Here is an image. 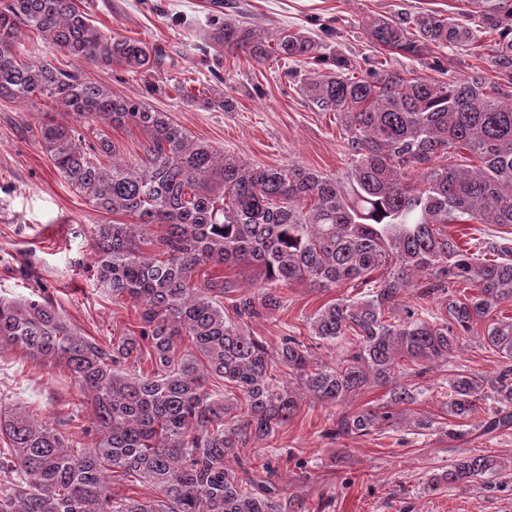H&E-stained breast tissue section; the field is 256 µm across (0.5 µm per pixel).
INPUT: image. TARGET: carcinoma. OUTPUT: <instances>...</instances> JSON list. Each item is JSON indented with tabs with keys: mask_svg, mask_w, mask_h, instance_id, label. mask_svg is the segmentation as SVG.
<instances>
[{
	"mask_svg": "<svg viewBox=\"0 0 512 512\" xmlns=\"http://www.w3.org/2000/svg\"><path fill=\"white\" fill-rule=\"evenodd\" d=\"M481 27L436 12L408 20L372 16L363 29L388 50L420 56L466 49L482 28L499 32L493 63L512 84V0H484ZM59 47L71 62L149 73L148 43L108 36L75 0H0V103L37 97L79 128L50 119L32 135L74 192L131 222L97 224L91 268L114 303L130 305L136 329L110 342L81 334L46 291L0 298V349L67 370L78 407L93 412L87 441L22 405L0 407V512H311L255 455L305 402L335 406L368 387L387 401L336 420L331 436L393 426L421 395V377L448 362L465 335L485 324L486 345L503 359L492 384L458 371L442 381L443 414L411 421L412 434L457 436L512 428V240L462 247L451 224L512 227V94L477 67L446 81L384 67L355 76L332 59L301 89L339 119L349 167L331 178L295 164L268 167L196 142L170 115L114 95L77 67L22 57V30ZM214 38L231 54L277 57L314 67L323 46L299 31L277 33L226 21ZM134 126L142 155L125 160L85 132ZM85 132H80V129ZM494 258H486V253ZM220 267L254 269L260 284L239 292ZM350 284L361 292L328 302L311 335L343 340L347 354L318 363L291 334L273 347L248 321L286 307L279 288ZM460 284L473 288L457 292ZM415 304H406L408 297ZM415 366L401 372L399 361ZM288 369V378L273 374ZM501 470L492 455L459 459L426 490ZM148 485L157 497L112 495V480Z\"/></svg>",
	"mask_w": 512,
	"mask_h": 512,
	"instance_id": "carcinoma-1",
	"label": "carcinoma"
}]
</instances>
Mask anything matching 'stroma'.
Listing matches in <instances>:
<instances>
[{
	"instance_id": "obj_1",
	"label": "stroma",
	"mask_w": 512,
	"mask_h": 512,
	"mask_svg": "<svg viewBox=\"0 0 512 512\" xmlns=\"http://www.w3.org/2000/svg\"><path fill=\"white\" fill-rule=\"evenodd\" d=\"M105 33L144 40L162 53L152 73L85 64L88 81L132 100H149L169 112L194 140L208 143L254 165L296 163L323 174L342 175L347 154L336 116L312 109L300 85L303 63L275 58L264 63L225 53L202 40L231 19L259 31H301L321 42L327 54L351 59L358 68L387 61L394 69L427 76L441 60L450 76L464 77L477 59L492 54L486 36L468 51L433 49L406 58L371 43L365 18L404 19L433 11L477 24L475 0H75ZM156 93H148V86ZM43 102L0 104V296L50 293L57 310L81 332L104 341L131 326V311L97 287L91 271L93 229L111 223L80 198L55 170L48 154L29 133L45 121ZM286 309L252 321L251 334L277 344L289 328L310 331L309 318L324 303L346 296L343 288L322 290L303 283L283 288ZM501 366L482 332L466 337L446 365L419 379L422 394L412 416H441L440 385L460 370L493 377ZM65 372L33 362L15 349L0 351V405L24 402L40 419L68 420V432L89 422L91 411L75 408ZM384 390L368 388L343 404L303 407L272 439L257 444L259 455L289 456L280 488L324 503V512H512V483L486 477L430 493L424 484L458 459L485 454L512 469V430L489 435L463 427L454 438L420 439L407 422L366 436L330 438L344 414L380 403Z\"/></svg>"
}]
</instances>
